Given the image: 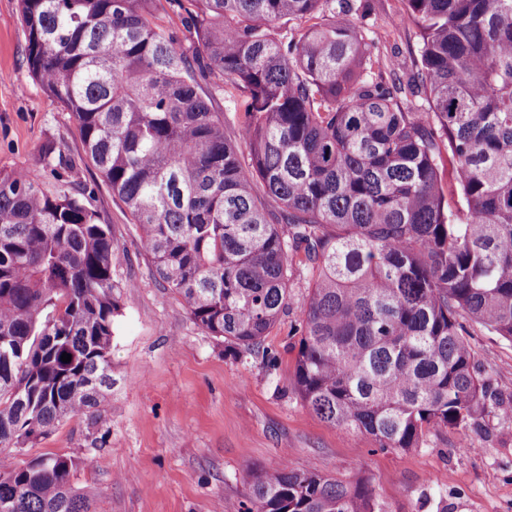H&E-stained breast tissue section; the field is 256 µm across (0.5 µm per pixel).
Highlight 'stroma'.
I'll list each match as a JSON object with an SVG mask.
<instances>
[{"label": "stroma", "mask_w": 512, "mask_h": 512, "mask_svg": "<svg viewBox=\"0 0 512 512\" xmlns=\"http://www.w3.org/2000/svg\"><path fill=\"white\" fill-rule=\"evenodd\" d=\"M405 0H373L365 34L388 74L417 72L419 33ZM19 0H0V172L31 170L54 141L80 157L74 120L28 71ZM81 159V157H80ZM74 180L115 240L112 398L96 417H72L33 446L0 451V471L46 453L70 456L73 481L95 512H239L251 475L282 466L370 483L389 512H512V420L487 430L433 429L421 447L383 450L373 438L321 421L294 388V334L309 293L295 273L289 308L263 346L277 358L237 352L190 318L162 288L125 207L81 159ZM482 375L512 395V342L470 325Z\"/></svg>", "instance_id": "stroma-1"}]
</instances>
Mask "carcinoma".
Wrapping results in <instances>:
<instances>
[{
  "instance_id": "obj_1",
  "label": "carcinoma",
  "mask_w": 512,
  "mask_h": 512,
  "mask_svg": "<svg viewBox=\"0 0 512 512\" xmlns=\"http://www.w3.org/2000/svg\"><path fill=\"white\" fill-rule=\"evenodd\" d=\"M157 2L20 0V15L31 76L75 120L161 286L255 351L306 270L295 390L383 450L509 416L464 335L512 342V0H406L421 35L408 99L340 20L369 0H165L179 35ZM40 156L32 175L0 173L1 451L112 396L111 225L75 157L53 142ZM73 468L48 453L0 472V512H92ZM241 509L388 512L363 481L289 466L253 474Z\"/></svg>"
}]
</instances>
